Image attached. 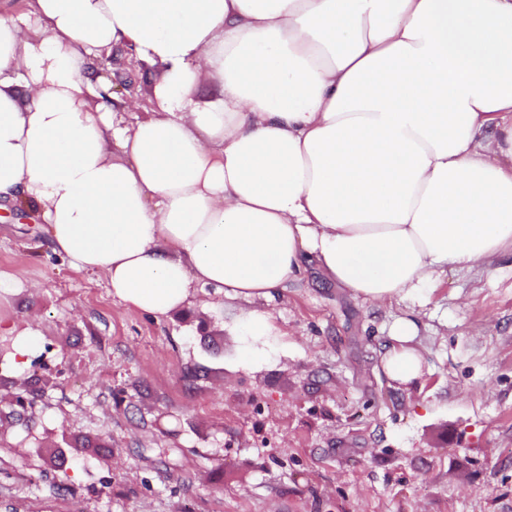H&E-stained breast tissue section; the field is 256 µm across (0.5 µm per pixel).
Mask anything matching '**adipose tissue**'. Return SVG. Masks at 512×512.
<instances>
[{"label":"adipose tissue","mask_w":512,"mask_h":512,"mask_svg":"<svg viewBox=\"0 0 512 512\" xmlns=\"http://www.w3.org/2000/svg\"><path fill=\"white\" fill-rule=\"evenodd\" d=\"M121 47L158 110L85 76ZM127 307L246 304L243 368L288 348L259 302L309 269L374 307L512 252V0H29L0 14V199ZM414 313L382 367L422 374Z\"/></svg>","instance_id":"ef3b65f1"}]
</instances>
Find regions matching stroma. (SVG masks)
Wrapping results in <instances>:
<instances>
[{"label": "stroma", "instance_id": "1", "mask_svg": "<svg viewBox=\"0 0 512 512\" xmlns=\"http://www.w3.org/2000/svg\"><path fill=\"white\" fill-rule=\"evenodd\" d=\"M150 116L153 74L94 70ZM241 303L198 288L155 318L73 270L0 204V394L34 404L0 445V512H512V255L449 272L418 308L423 374L381 364L385 323L310 270L268 305L288 352L238 366ZM39 332L47 367L18 366Z\"/></svg>", "mask_w": 512, "mask_h": 512}]
</instances>
